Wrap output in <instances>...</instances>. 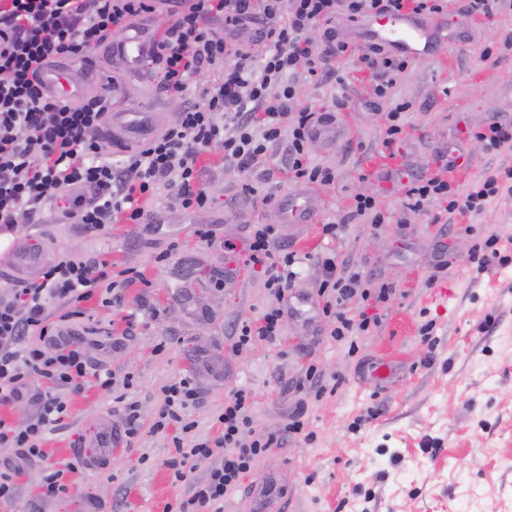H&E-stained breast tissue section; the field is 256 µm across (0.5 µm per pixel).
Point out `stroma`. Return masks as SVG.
I'll return each instance as SVG.
<instances>
[{"instance_id":"stroma-1","label":"stroma","mask_w":512,"mask_h":512,"mask_svg":"<svg viewBox=\"0 0 512 512\" xmlns=\"http://www.w3.org/2000/svg\"><path fill=\"white\" fill-rule=\"evenodd\" d=\"M455 5L446 36L427 56L410 59L385 98L374 95L371 75L353 60L339 63L335 80L315 84L304 72L295 75L296 107L338 119L333 137L308 148L310 165L335 174L333 183L310 190V223L288 221L279 206L298 190L283 172L282 143L249 173L226 164L222 151L201 155L211 204L190 214L164 185L144 203L152 222L121 220L103 234L84 231L50 206L21 218L15 228L21 244L98 256L116 273L139 272L121 302L105 307L95 297L82 308L96 339L123 336L122 347L105 362L115 381L134 375L130 394L139 402L140 420L135 443L117 444L107 468H79L69 497L44 504V464L76 461V449L92 446L102 415L118 407L114 393L94 385L69 396L68 416L45 435V459L29 463L0 512H83L89 503L99 512H165L166 503L189 495L206 466L172 483L165 466L170 439L152 425L163 387L201 355L215 358L218 367L197 375L200 399L190 417L198 434L217 437L213 418L240 388L252 393L256 432H279L299 407L313 434L309 440L284 437L262 454L242 485L225 495L224 512H250L251 492L274 481L280 484L274 512H456L461 505L468 512H512V194L499 195L483 214L459 213L445 224L432 220L441 209L437 200L427 213L399 220L405 187L398 171L436 173V155L448 146H461L470 158L464 170L447 176L457 193L512 168V147L489 152L472 135L492 120L512 124V49L502 47L512 36V9L465 17L458 13L463 0ZM68 67L74 75L91 69L100 89L117 82L151 91L155 111L171 117L199 101L204 84L198 76L185 95H169L157 80L130 72L124 58L97 51ZM402 102L410 105L399 118L407 142L395 152L385 143L387 114ZM245 182L259 199L241 209L232 198ZM358 194L376 196L388 223L357 219L339 238L324 235V224L340 221ZM271 222L281 244L302 260V274L289 293L277 340L237 352L235 326L259 317L270 302L260 270L244 267L238 251L252 225ZM202 226L212 230L211 240L197 236ZM492 234L509 261L477 272L472 246ZM331 251L372 283L394 290L377 309L378 326L358 336L354 352L348 341L330 337L316 306V259ZM442 283L449 289L444 309L434 299ZM197 298L210 309L202 325L188 313ZM429 321L433 340L426 343L420 327ZM384 362L397 373L381 383L374 370ZM311 366L323 383L336 384L334 394L314 396L305 376ZM370 408L377 416L368 421Z\"/></svg>"}]
</instances>
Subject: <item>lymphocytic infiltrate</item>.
Returning <instances> with one entry per match:
<instances>
[{"label":"lymphocytic infiltrate","instance_id":"obj_1","mask_svg":"<svg viewBox=\"0 0 512 512\" xmlns=\"http://www.w3.org/2000/svg\"><path fill=\"white\" fill-rule=\"evenodd\" d=\"M157 2L0 0L1 233H13L19 217L59 199L67 202L66 217L89 232L110 231L119 218L137 224L147 216L142 199L162 184L174 189L185 212L203 209L210 198L200 185L198 159L214 147L246 171L284 141V169L293 183H332L331 171L308 165L307 145L314 128L334 123L336 116L295 109L291 77L297 67L305 66L309 78L329 79L336 61L354 57L377 77L375 95L385 96L406 68V58L375 41L352 49L338 37L337 20L354 23L402 10L430 16L448 9V0H179L170 25L155 40L162 89L180 95L192 77L213 70L221 76L203 87L199 102L180 112L164 134L112 162L103 156L102 133L111 91L70 103L49 97L37 73L93 49L121 56L119 33L133 21L152 20ZM219 24L224 27L220 35L215 32ZM249 28L258 35L253 47L240 39ZM407 179L405 214H420L441 196L448 200L446 213L463 208L478 215L505 183H512V169L474 182L461 201L448 199L447 181L412 173ZM244 251L245 264L263 269L274 303L261 319L237 325L238 351L256 340H275L298 277L296 258L277 244L274 225H256ZM321 269L318 305L331 321V337L342 341L368 331L371 317L351 313L349 302L357 296L386 301L390 288L364 287L360 272L337 265L331 255L322 259ZM115 288L106 260L67 252L43 266L37 282L11 284L0 295V404L23 399L32 379L48 385L37 395L39 408L27 424L0 418L1 448L17 449L25 458L44 457L45 433L69 410L65 393H81L91 381L111 389V371L94 364L91 355L99 340L79 335L75 327L82 302L97 296L111 306ZM163 393L155 427L179 429L166 461L174 481H185L201 462L209 464L175 512H224L225 493L240 485L253 461L276 444V436L246 437L251 417L247 394L240 389L224 402L221 435L186 443V434L196 427L184 415L199 395L195 375L175 379Z\"/></svg>","mask_w":512,"mask_h":512}]
</instances>
